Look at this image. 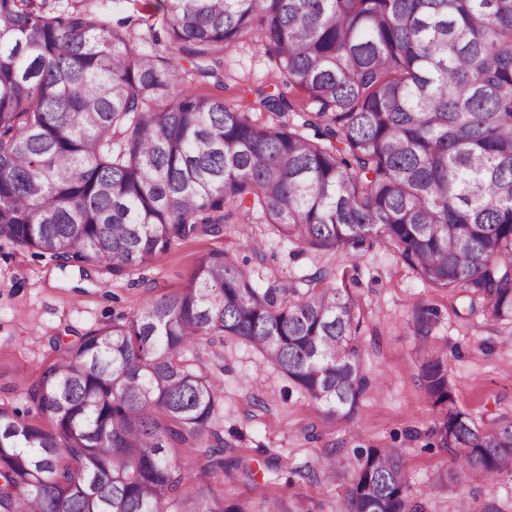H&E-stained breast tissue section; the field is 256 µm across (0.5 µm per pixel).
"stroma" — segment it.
<instances>
[{
  "mask_svg": "<svg viewBox=\"0 0 512 512\" xmlns=\"http://www.w3.org/2000/svg\"><path fill=\"white\" fill-rule=\"evenodd\" d=\"M80 2L135 38L164 33L162 12L142 0H47L46 7ZM279 85L274 59L249 42L225 52L223 87L190 82L193 90L221 98ZM252 240L258 250L249 248ZM210 251L226 252L262 286L323 270L327 282L350 288L364 313L365 365L379 382L360 400L350 428L328 421L249 346L230 338L215 341L224 355L214 371L223 408L213 426L256 473L254 482L225 484L226 497L249 500L257 512H286L292 503L302 512H340L357 449L386 446L398 449L410 494L424 512H457L463 499L512 512V481L442 482L449 455L435 432L441 412L423 387L415 318L434 311L428 341L448 357L456 404L488 430L512 420V326L469 315L461 294L424 285L397 253L378 245L349 261L297 249L268 225L246 220L179 243L133 274L115 276L99 266L65 270L50 257L1 239L0 402L23 407L21 392L61 360L64 345L185 286L197 257Z\"/></svg>",
  "mask_w": 512,
  "mask_h": 512,
  "instance_id": "1",
  "label": "stroma"
}]
</instances>
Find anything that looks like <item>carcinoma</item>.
<instances>
[{
  "instance_id": "carcinoma-1",
  "label": "carcinoma",
  "mask_w": 512,
  "mask_h": 512,
  "mask_svg": "<svg viewBox=\"0 0 512 512\" xmlns=\"http://www.w3.org/2000/svg\"><path fill=\"white\" fill-rule=\"evenodd\" d=\"M159 2L167 41L145 50L93 11L0 0V238L130 275L250 215L304 249L390 248L512 323V0ZM247 41L297 97L184 86L182 62L213 78ZM325 278L260 288L208 252L186 287L81 336L26 410L0 404V512H255L209 482L255 473L211 429L222 394L197 348L239 338L351 424L377 381L359 302ZM431 324L416 318L448 474L512 479V421L484 431L457 408ZM187 451L204 479L190 492ZM408 489L396 449L362 448L342 512H423Z\"/></svg>"
}]
</instances>
